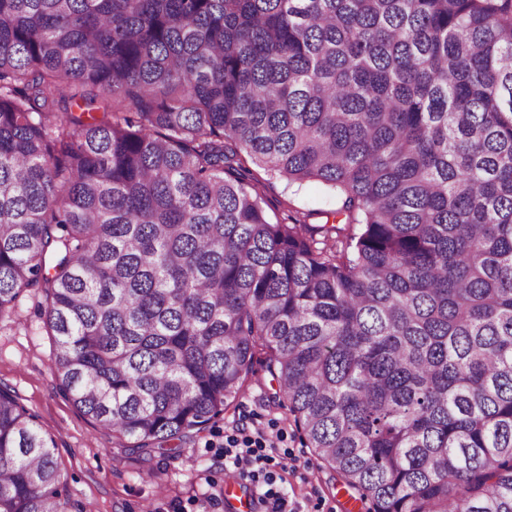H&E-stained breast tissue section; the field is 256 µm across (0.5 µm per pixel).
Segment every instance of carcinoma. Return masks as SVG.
Listing matches in <instances>:
<instances>
[{
    "mask_svg": "<svg viewBox=\"0 0 512 512\" xmlns=\"http://www.w3.org/2000/svg\"><path fill=\"white\" fill-rule=\"evenodd\" d=\"M336 197L273 219L246 163ZM178 457L256 355L373 512H512V0H0V316ZM0 387V512H69Z\"/></svg>",
    "mask_w": 512,
    "mask_h": 512,
    "instance_id": "cac0c4a2",
    "label": "carcinoma"
}]
</instances>
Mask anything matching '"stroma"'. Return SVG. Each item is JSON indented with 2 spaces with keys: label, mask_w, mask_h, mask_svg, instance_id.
<instances>
[{
  "label": "stroma",
  "mask_w": 512,
  "mask_h": 512,
  "mask_svg": "<svg viewBox=\"0 0 512 512\" xmlns=\"http://www.w3.org/2000/svg\"><path fill=\"white\" fill-rule=\"evenodd\" d=\"M252 176L269 214L283 217L298 210L309 213L310 224L326 223L333 204L320 184L291 186L257 167ZM42 300L40 292L28 291L15 315L0 318V384L36 413L42 430L54 438L69 498L81 512H233L224 498L226 484L244 495L261 492L224 461V437L236 429L275 435L278 453L288 456L280 487L291 512H346L352 490L306 448L287 408L275 401L276 385L260 363L251 384L211 428L186 443L181 457L136 452L96 429L58 388Z\"/></svg>",
  "instance_id": "obj_1"
}]
</instances>
